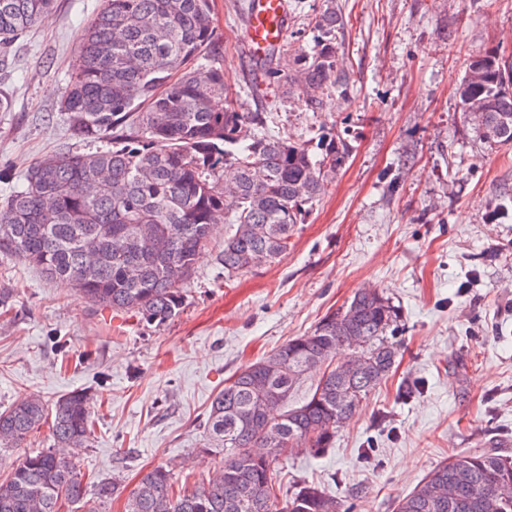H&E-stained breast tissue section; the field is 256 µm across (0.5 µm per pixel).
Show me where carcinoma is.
Wrapping results in <instances>:
<instances>
[{"label": "carcinoma", "instance_id": "carcinoma-1", "mask_svg": "<svg viewBox=\"0 0 512 512\" xmlns=\"http://www.w3.org/2000/svg\"><path fill=\"white\" fill-rule=\"evenodd\" d=\"M55 0H0V55L10 53ZM345 18L326 0L307 48L283 41L288 73L266 76L307 110L349 75L337 62L336 34ZM82 50L59 109L72 135L112 147L51 156L33 164L21 189L0 203V249L70 282L87 303L158 326L182 309V285L214 224L226 218L220 264L224 281L273 264L288 253L306 206L325 193L349 153L328 140L321 152L269 127L266 113L212 106L228 95L224 60L215 49L213 0H105L81 32ZM457 96L470 141L512 145V55L472 57ZM481 128L467 122L472 107ZM399 311L372 288L325 315L307 336L244 366L211 402L206 428L224 449L213 480L176 494L170 470L140 474L124 512H347L316 484L282 499L273 481L293 448L318 454L387 379L400 347ZM351 350L335 361L341 346ZM315 386L291 398L311 374ZM91 397L61 396L52 410L24 397L0 412V445L11 447L45 422L57 448L25 456L0 482V512H61L84 503L78 456L91 435ZM117 479L98 482L94 498L112 500ZM512 456L478 452L431 470L396 512H512Z\"/></svg>", "mask_w": 512, "mask_h": 512}]
</instances>
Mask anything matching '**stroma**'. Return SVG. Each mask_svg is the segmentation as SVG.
I'll return each instance as SVG.
<instances>
[{"label": "stroma", "instance_id": "35a3bbf8", "mask_svg": "<svg viewBox=\"0 0 512 512\" xmlns=\"http://www.w3.org/2000/svg\"><path fill=\"white\" fill-rule=\"evenodd\" d=\"M103 0H57L5 59L0 98V200L44 157L93 153L72 136L58 99L82 27ZM347 25L338 56L346 98L306 111L267 84L243 44L245 13L214 0L216 48L238 109L317 147L333 136L349 156L296 225L279 262L225 283L215 229L163 326L82 301L72 286L0 252V410L36 396L90 393L93 432L80 461L84 486L117 476L104 512H123L142 471L174 468L205 479L224 464L205 422L242 366L310 334L356 291L374 288L400 312L402 355L331 448L294 449L274 481L282 494L315 483L350 512H394L437 464L483 450L512 455V147L464 134L455 88L471 55L512 51V0H336ZM254 87L255 96L242 90ZM62 338L65 350L53 340Z\"/></svg>", "mask_w": 512, "mask_h": 512}]
</instances>
